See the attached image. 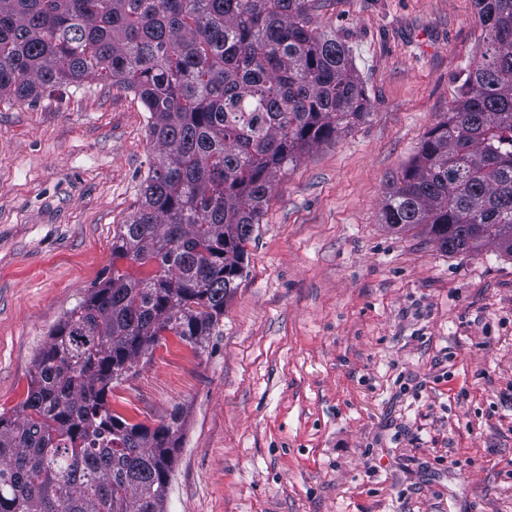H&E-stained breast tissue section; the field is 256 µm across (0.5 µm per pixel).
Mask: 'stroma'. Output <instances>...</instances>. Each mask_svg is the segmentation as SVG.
I'll use <instances>...</instances> for the list:
<instances>
[{
	"label": "stroma",
	"instance_id": "1",
	"mask_svg": "<svg viewBox=\"0 0 512 512\" xmlns=\"http://www.w3.org/2000/svg\"><path fill=\"white\" fill-rule=\"evenodd\" d=\"M371 100L278 176L217 336L107 397L178 419L166 512H512V258L380 221L476 60L474 0H319ZM148 112L99 82L0 101V413L140 209Z\"/></svg>",
	"mask_w": 512,
	"mask_h": 512
}]
</instances>
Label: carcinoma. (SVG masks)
Wrapping results in <instances>:
<instances>
[{
    "mask_svg": "<svg viewBox=\"0 0 512 512\" xmlns=\"http://www.w3.org/2000/svg\"><path fill=\"white\" fill-rule=\"evenodd\" d=\"M479 60L393 178L381 221L442 251L512 257V0H475ZM313 0H0V100L110 81L149 112L140 209L109 275L66 311L17 414L0 512H164L177 418L129 423L112 385L170 334L206 347L273 182L362 121L352 52Z\"/></svg>",
    "mask_w": 512,
    "mask_h": 512,
    "instance_id": "obj_1",
    "label": "carcinoma"
}]
</instances>
